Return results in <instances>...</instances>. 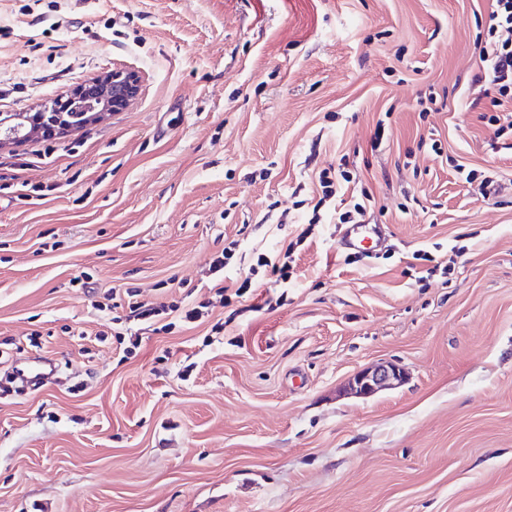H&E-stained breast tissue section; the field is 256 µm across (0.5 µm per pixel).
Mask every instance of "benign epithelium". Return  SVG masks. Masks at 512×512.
Listing matches in <instances>:
<instances>
[{"label": "benign epithelium", "instance_id": "benign-epithelium-1", "mask_svg": "<svg viewBox=\"0 0 512 512\" xmlns=\"http://www.w3.org/2000/svg\"><path fill=\"white\" fill-rule=\"evenodd\" d=\"M139 89L138 73L116 68L104 78L93 79L72 93L47 102L37 114L36 130L46 133L73 130L71 126H59V116L65 112H83L92 121L109 112H122L135 99ZM403 379L402 368L385 361L357 372L349 379L348 389L359 397H371L398 387Z\"/></svg>", "mask_w": 512, "mask_h": 512}]
</instances>
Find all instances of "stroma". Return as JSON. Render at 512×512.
<instances>
[{
	"instance_id": "stroma-1",
	"label": "stroma",
	"mask_w": 512,
	"mask_h": 512,
	"mask_svg": "<svg viewBox=\"0 0 512 512\" xmlns=\"http://www.w3.org/2000/svg\"><path fill=\"white\" fill-rule=\"evenodd\" d=\"M490 7L0 0V113L141 77L125 111L0 147V351L59 365L0 393V512H512V148L473 83ZM343 170L385 234L368 264L319 202ZM232 241L225 285L257 274L225 305L209 262ZM262 257L291 258L287 286ZM127 283L209 315L113 327L96 304ZM381 361L406 382L344 393Z\"/></svg>"
}]
</instances>
